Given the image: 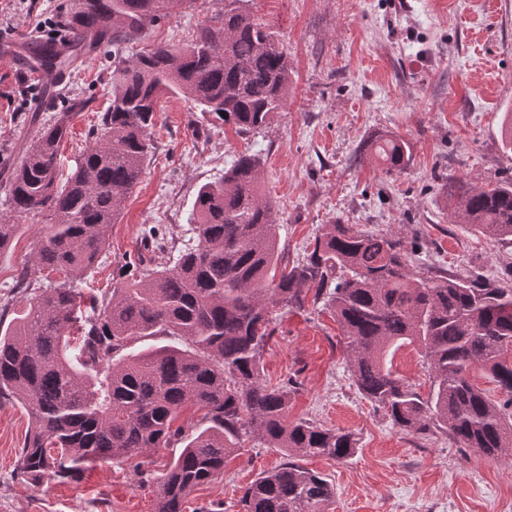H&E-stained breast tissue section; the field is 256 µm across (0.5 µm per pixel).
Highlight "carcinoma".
I'll return each mask as SVG.
<instances>
[{
    "label": "carcinoma",
    "mask_w": 512,
    "mask_h": 512,
    "mask_svg": "<svg viewBox=\"0 0 512 512\" xmlns=\"http://www.w3.org/2000/svg\"><path fill=\"white\" fill-rule=\"evenodd\" d=\"M224 0V9L183 46L158 45L127 56L120 42L164 15L169 0H67L69 59L112 46L110 98L76 167L61 178L58 155L70 115L88 100L63 99L56 120L28 116L31 138L4 185L0 250L12 244L15 216L46 214L33 242V268L16 276L13 303L0 307V405L18 403L31 426L18 475L34 487L78 480L99 460L128 463L140 483L156 484L155 512H185L195 487L224 476L243 438L280 448L288 461L267 470L240 499L243 512H326L333 486L297 457L342 460L354 436L310 420L288 421L299 383L270 386L262 352L275 329L270 309L302 310L309 292L324 297L348 339L359 393L401 431L448 433L460 448L512 458V287L505 279L415 275L402 241L326 224L312 252L289 264L276 241V218L261 187V162L242 153L224 177L201 185L193 208L196 243L171 267L142 273L128 256L112 288L76 312L77 281L101 254L126 194L139 181L152 144L158 100L179 94L243 135L283 110L291 79L277 32ZM387 171H401L405 142L372 144ZM451 223L512 239V182H448ZM12 315L3 325L5 315ZM167 344L134 351L139 340ZM424 351L433 392L423 398L388 366L404 345ZM490 373L507 399L496 404L470 374ZM207 426L179 421L188 408ZM182 444L156 476L151 457Z\"/></svg>",
    "instance_id": "cac0c4a2"
}]
</instances>
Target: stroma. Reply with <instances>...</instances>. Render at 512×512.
Here are the masks:
<instances>
[{
    "mask_svg": "<svg viewBox=\"0 0 512 512\" xmlns=\"http://www.w3.org/2000/svg\"><path fill=\"white\" fill-rule=\"evenodd\" d=\"M61 3L27 0L26 15L0 29V43L32 40L40 20L61 18ZM223 6L224 0H171L167 15L128 42L126 52L184 45ZM245 8L279 32L288 51L284 110L258 133L241 136L184 97H163L152 153L84 280L83 296L111 287L125 255L144 252L146 272L171 265L173 252L143 251L145 230L158 224L175 245L187 243L199 187L220 179L245 151L263 161L262 185L288 260L303 257L324 225L350 224L399 237L416 274L496 278L512 265V239L451 223L446 200L452 178L481 185L512 179V150L502 136L512 111V0H247ZM71 86L92 100L71 120L60 151L65 168L87 146L107 105L106 59L97 54L76 63L56 83L0 56V165L9 166L28 144L22 113L52 120ZM381 137L407 144L403 172H385L369 154ZM40 223L23 218L12 248L0 251V298L10 296L15 274L30 260ZM273 317L262 378L271 385L298 380L289 420H311L356 439L344 460L301 461L333 485L328 512H512V460L477 456L440 431L422 436L393 426L354 385L347 341L324 303L277 308ZM392 370L429 395L419 347L399 348ZM28 427L23 408L0 406V512H154L153 484L137 483L124 464L96 462L77 482L24 483L17 467ZM283 459L280 449L245 441L223 479L191 493L187 512H240L244 488Z\"/></svg>",
    "mask_w": 512,
    "mask_h": 512,
    "instance_id": "obj_1",
    "label": "stroma"
}]
</instances>
